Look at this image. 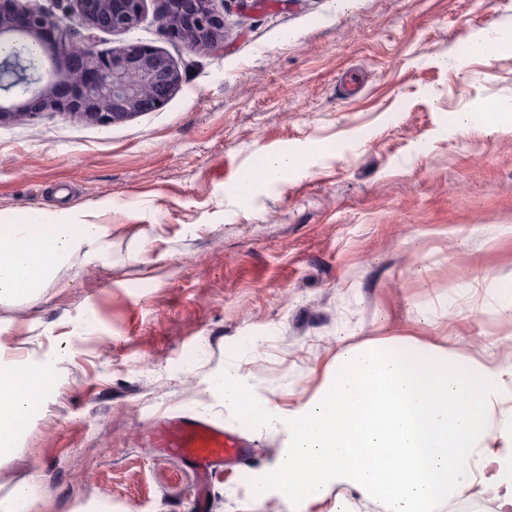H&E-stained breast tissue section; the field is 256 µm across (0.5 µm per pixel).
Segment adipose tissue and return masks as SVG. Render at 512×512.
I'll return each mask as SVG.
<instances>
[{"instance_id":"1","label":"adipose tissue","mask_w":512,"mask_h":512,"mask_svg":"<svg viewBox=\"0 0 512 512\" xmlns=\"http://www.w3.org/2000/svg\"><path fill=\"white\" fill-rule=\"evenodd\" d=\"M105 227L30 209L0 224V301L34 295L80 250H103ZM55 357L0 368V463L12 459L55 381ZM255 425L281 430L285 455L266 480L300 512H322L330 487L389 512H441L474 491L497 512H512V367H492L405 340L366 344L343 354L335 379L281 415L243 379L207 378Z\"/></svg>"}]
</instances>
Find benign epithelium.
<instances>
[{"label": "benign epithelium", "instance_id": "benign-epithelium-1", "mask_svg": "<svg viewBox=\"0 0 512 512\" xmlns=\"http://www.w3.org/2000/svg\"><path fill=\"white\" fill-rule=\"evenodd\" d=\"M144 2L71 0V9L90 30L125 33L138 25ZM161 26L192 49L214 47L224 38V0H164ZM6 42L40 47L51 65L20 73L15 101H0V123L56 112L106 127L154 110L179 84L172 61L154 47L99 52L93 35L76 39L63 18L36 3L0 0V44Z\"/></svg>", "mask_w": 512, "mask_h": 512}]
</instances>
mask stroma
I'll return each mask as SVG.
<instances>
[{
  "label": "stroma",
  "instance_id": "obj_1",
  "mask_svg": "<svg viewBox=\"0 0 512 512\" xmlns=\"http://www.w3.org/2000/svg\"><path fill=\"white\" fill-rule=\"evenodd\" d=\"M146 0L97 50L151 45L177 68L154 111L111 126L46 112L0 123V220L29 209L106 227L30 299L0 302V363L59 357L57 386L0 464L21 512H196V475L141 442L149 418L198 411L256 451L213 480L207 512H292L250 484L282 455L205 394L245 377L281 411L336 358L403 338L512 366V56L465 50L512 30V0H224V40L192 49ZM463 53L461 67L444 65ZM294 157L241 197L242 168ZM94 309L98 325L72 335Z\"/></svg>",
  "mask_w": 512,
  "mask_h": 512
}]
</instances>
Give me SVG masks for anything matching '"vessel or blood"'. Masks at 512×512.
Wrapping results in <instances>:
<instances>
[{
  "instance_id": "1",
  "label": "vessel or blood",
  "mask_w": 512,
  "mask_h": 512,
  "mask_svg": "<svg viewBox=\"0 0 512 512\" xmlns=\"http://www.w3.org/2000/svg\"><path fill=\"white\" fill-rule=\"evenodd\" d=\"M156 454L192 464L204 478L240 468L252 450L223 422L191 414L155 420L142 435Z\"/></svg>"
}]
</instances>
